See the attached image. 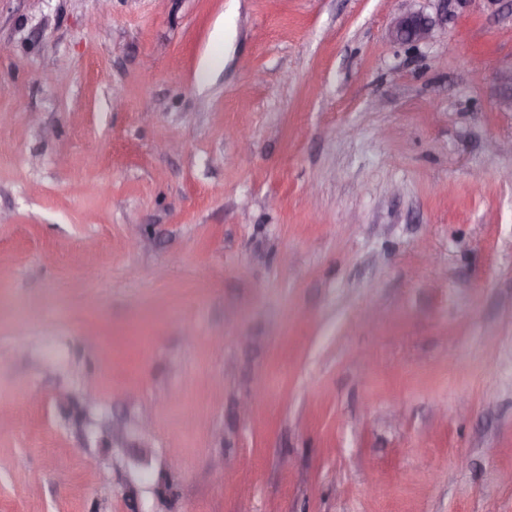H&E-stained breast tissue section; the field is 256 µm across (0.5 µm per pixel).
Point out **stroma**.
<instances>
[{"mask_svg": "<svg viewBox=\"0 0 512 512\" xmlns=\"http://www.w3.org/2000/svg\"><path fill=\"white\" fill-rule=\"evenodd\" d=\"M511 68L512 0H0V512H512ZM434 26V22L428 17L419 13H409L396 20L391 36L396 42L417 46L431 39Z\"/></svg>", "mask_w": 512, "mask_h": 512, "instance_id": "stroma-1", "label": "stroma"}]
</instances>
